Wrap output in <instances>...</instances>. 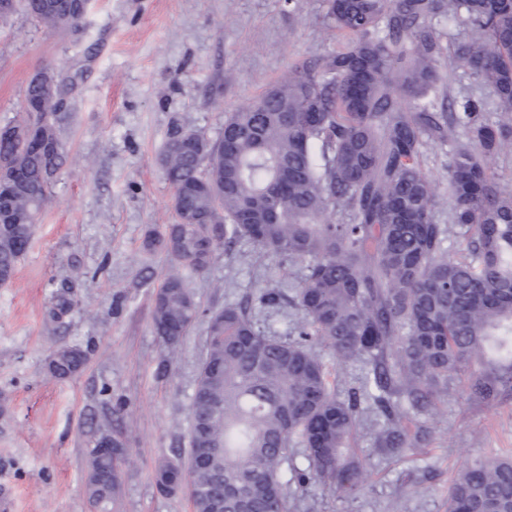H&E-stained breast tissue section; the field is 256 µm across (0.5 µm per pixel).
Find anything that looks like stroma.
Instances as JSON below:
<instances>
[{"mask_svg":"<svg viewBox=\"0 0 512 512\" xmlns=\"http://www.w3.org/2000/svg\"><path fill=\"white\" fill-rule=\"evenodd\" d=\"M327 10L328 0H91L74 36L20 12L0 23V123L21 112L29 80L45 67L60 75L69 112L53 199L0 284V487L14 490L9 512H89L85 457L107 407L131 457L120 512H193L186 494L157 490L154 467L187 447L206 314L261 285L291 295L304 269L243 240L218 249L189 279L201 313L177 360L161 368L166 348L152 317L169 262L145 239L174 211L156 158L176 128L217 138L226 112L291 64L340 47ZM61 292L73 308L53 323ZM63 345L81 348L86 364L57 379L48 363ZM426 427L421 447L392 455L361 433L362 490L335 497L311 483L290 512H448L465 464L512 457V395L473 401L452 383Z\"/></svg>","mask_w":512,"mask_h":512,"instance_id":"obj_1","label":"stroma"}]
</instances>
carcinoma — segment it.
Listing matches in <instances>:
<instances>
[{"label":"carcinoma","instance_id":"obj_1","mask_svg":"<svg viewBox=\"0 0 512 512\" xmlns=\"http://www.w3.org/2000/svg\"><path fill=\"white\" fill-rule=\"evenodd\" d=\"M55 31L78 32L85 13L71 0H10ZM325 18L344 48L288 67L259 96L224 118V135L189 152L178 129L159 158L173 189L176 223L147 234L171 271L158 289L153 329L169 356L199 312L185 272L206 270L216 253L245 239L302 263L291 303L295 337L261 330L244 304L210 311L189 404L187 453L160 460L157 488L187 490L194 512H288V487L314 481L348 496L366 470L347 451L364 421L377 419L379 451L416 448L422 418L448 402V378L467 375L468 398L512 394V191L488 159L512 154V0H329ZM453 19L467 38L450 46L438 28ZM493 91L485 101L450 99L447 60ZM62 84L51 71L28 82L23 123L60 143ZM0 127V181L27 186L9 201L38 215L50 201L61 150L46 156ZM463 130L467 143L456 140ZM428 146L450 147L448 223L423 166ZM347 220L338 222L336 212ZM34 225L0 230V280L24 255ZM466 252L448 256L456 231ZM362 369L346 398L318 350ZM84 352L61 346L48 363L64 378ZM112 437V456L89 450L91 512H119L124 442L105 415L95 438ZM303 449L307 467L288 468ZM448 512H512V459L466 464L448 491Z\"/></svg>","mask_w":512,"mask_h":512}]
</instances>
